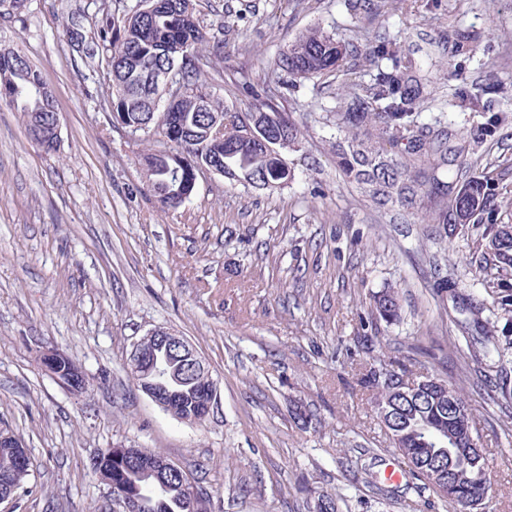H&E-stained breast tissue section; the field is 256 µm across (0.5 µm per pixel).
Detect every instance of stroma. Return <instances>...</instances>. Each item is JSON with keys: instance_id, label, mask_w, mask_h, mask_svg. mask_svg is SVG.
<instances>
[{"instance_id": "stroma-1", "label": "stroma", "mask_w": 512, "mask_h": 512, "mask_svg": "<svg viewBox=\"0 0 512 512\" xmlns=\"http://www.w3.org/2000/svg\"><path fill=\"white\" fill-rule=\"evenodd\" d=\"M88 2L31 0L22 18L0 20V41L24 48L63 117L61 147L47 154L21 113L0 107V423L33 462L26 491L0 512H111L92 463L119 445L164 452L213 512H318L327 494L339 512H448L396 458L359 384L364 366L390 358L477 405L492 480L484 512H512V403L486 402L477 362L455 349L454 297L490 309L498 288H512L487 265L484 225L445 238L371 209L336 169L330 112L342 85L321 79L277 86L303 131L288 154L293 183L269 192L203 173L189 202L161 209L137 164L142 144L99 105ZM197 2L221 50L208 71L242 110L253 101L235 80H271L284 44L316 24L364 47L383 30L397 38L441 81L428 115L446 113L465 146L477 118L449 107L455 89L512 77V0H434L376 20L347 0ZM228 12L243 18L224 29ZM468 31L480 38L462 58L454 45ZM460 161L491 167L512 196V124ZM389 286L401 303L393 325L370 307ZM157 327L186 336L210 366L218 405L204 424L163 411L127 374L134 345ZM45 349L79 364L88 390L47 375Z\"/></svg>"}]
</instances>
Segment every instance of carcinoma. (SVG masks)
Instances as JSON below:
<instances>
[{
    "mask_svg": "<svg viewBox=\"0 0 512 512\" xmlns=\"http://www.w3.org/2000/svg\"><path fill=\"white\" fill-rule=\"evenodd\" d=\"M29 0H0V19H16L28 10ZM421 0H348L353 14L389 16L419 13ZM150 13L134 3L115 18L112 5L103 3L94 15L92 56L105 85L100 105L119 114L123 127L145 133L151 147L138 156L141 174L158 203L175 211L192 197L191 185L201 166L212 164L224 177L253 188L262 184L275 191L295 180V171L270 149L273 141H288L298 147L300 125L276 108V94L248 85L256 97L252 110L242 111L216 92L213 79L205 76L200 61L210 47L207 26L196 10L195 0H153ZM363 59L367 69L353 76L352 62ZM276 69L295 79L345 77L348 90L339 98L333 116L343 138L333 146L340 173L378 206H398L427 224H440L445 236L454 235L448 224H486L485 251L501 275H512V218H501L504 201L499 199L497 179L486 171L465 175L458 169L448 179L462 149L454 145L457 131L452 123L434 116L422 121V113L434 97L433 78L414 58L404 54L397 39L386 32L366 48L344 40L315 25L288 41L275 61ZM166 70L182 90V98L169 107L164 86L151 80L154 72ZM40 71L19 46L0 47V106L23 116L29 138L47 153L57 150L60 138L52 129L62 125L61 114L45 91ZM512 86L475 83L453 95L449 105L462 112L479 114L472 142L482 143L499 126L512 121V111L497 109L493 97L506 98ZM496 310L487 318L471 312L464 329L493 344L499 360L512 358V335L499 338L495 318L512 317V289H499ZM380 319L399 320V292L388 288L373 297ZM399 360L366 370L364 389L374 392V409L386 426L391 447L412 466L411 473L424 485L434 487L432 474L449 462L458 472L463 496L448 500L451 512H483L484 484L488 472L486 455L467 451L478 438L471 402L451 383L442 389L427 385L418 396L400 399L392 395L389 381L406 376ZM200 374L185 366L182 377L158 379L156 388L174 399L178 413L195 416L203 396ZM443 433L454 437V447L444 451L425 439ZM16 447H0V490L17 495L31 468L16 467ZM141 448H126L121 454L109 448L103 463L112 484L129 498L139 500L142 512H191V490L179 474L158 485L152 476L133 464Z\"/></svg>",
    "mask_w": 512,
    "mask_h": 512,
    "instance_id": "cac0c4a2",
    "label": "carcinoma"
}]
</instances>
